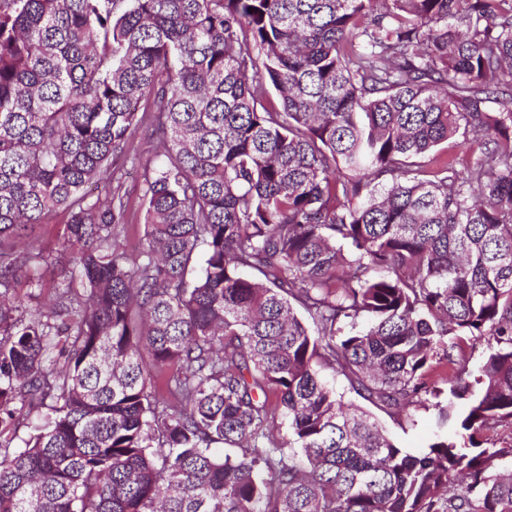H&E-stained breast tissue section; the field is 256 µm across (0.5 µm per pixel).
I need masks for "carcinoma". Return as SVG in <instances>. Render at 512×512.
Returning a JSON list of instances; mask_svg holds the SVG:
<instances>
[{"instance_id": "cac0c4a2", "label": "carcinoma", "mask_w": 512, "mask_h": 512, "mask_svg": "<svg viewBox=\"0 0 512 512\" xmlns=\"http://www.w3.org/2000/svg\"><path fill=\"white\" fill-rule=\"evenodd\" d=\"M42 406L0 512H512V0H0V436ZM141 180L139 179L137 173H133L131 177L127 178V182L124 186V190L128 191L129 196V209L131 211V215L133 217V221L131 223L130 230L128 235L130 237H139L143 235L144 226L140 224L143 223V211L140 208V200L139 197L141 195ZM33 241L36 247H39L45 256L50 255L52 265L41 270L45 288L36 290L30 288H18L19 297L26 300L31 308L40 307L48 304L54 293V287L58 286L64 279L68 278L69 249L65 241V224L61 217L49 218L45 224H36L29 236L23 239V242ZM32 292L33 297L27 298V294ZM325 376L335 387L337 393L343 396L345 402L358 405L377 418L385 426L390 437L401 448H405L413 454H419L427 450L433 431V410L418 409L413 411L414 425L407 418L395 420L351 392L341 375L328 370L325 372Z\"/></svg>"}]
</instances>
